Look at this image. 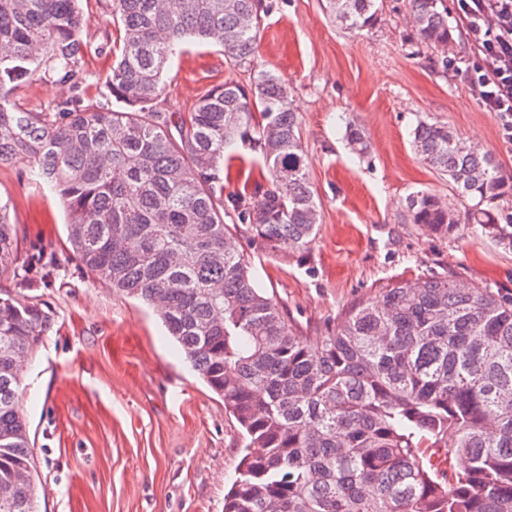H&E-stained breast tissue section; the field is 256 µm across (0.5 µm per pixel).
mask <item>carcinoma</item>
Listing matches in <instances>:
<instances>
[{"mask_svg":"<svg viewBox=\"0 0 512 512\" xmlns=\"http://www.w3.org/2000/svg\"><path fill=\"white\" fill-rule=\"evenodd\" d=\"M359 34L378 0H326ZM268 0H113L120 31L107 87L119 110L74 96L46 112L12 101L36 76L79 88V0H0V166L22 164L60 196L74 258L112 291L154 307L242 430L224 512H512V297L448 276L396 281L350 307L313 343L262 287L224 223L258 241L310 248L312 190L288 83L258 62ZM417 49L448 68L445 0H408ZM190 43L216 45L250 86L216 85L193 111L161 107L164 76ZM258 152L267 184L224 196V157ZM420 159L465 205L407 200L435 234L470 229L512 249V176L449 126L420 121ZM0 202V271L49 275L21 253ZM35 297L0 292V512H39L37 466L21 413L23 369L51 328Z\"/></svg>","mask_w":512,"mask_h":512,"instance_id":"carcinoma-1","label":"carcinoma"}]
</instances>
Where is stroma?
<instances>
[{"label": "stroma", "mask_w": 512, "mask_h": 512, "mask_svg": "<svg viewBox=\"0 0 512 512\" xmlns=\"http://www.w3.org/2000/svg\"><path fill=\"white\" fill-rule=\"evenodd\" d=\"M80 90L43 78L15 88L21 109L41 112L80 94L112 103V64L99 48L116 39L112 0H82ZM406 0H383L378 23L355 35L336 26L324 0H274L262 20L259 60L282 75L300 114L309 176L321 221L307 251L241 247L262 283L311 340L341 322L355 303L397 280L448 275L512 296V250L470 230L444 236L412 224L407 197L428 190L459 203L446 176L421 162L411 141L418 121L447 124L482 145L512 175V138L463 81L472 58L457 15L447 66L415 52ZM248 83L246 67L220 47L188 46L166 77L162 102L189 112L212 86ZM368 144L356 155L346 137ZM263 172L250 151L224 169V191L250 194ZM0 198L22 248L52 252L47 283L24 284L0 272V289L46 303L53 324L27 367L22 411L38 466L40 512H224L236 477L241 435L223 401L192 371L153 310L112 292L71 256L66 213L57 198L22 173L0 167Z\"/></svg>", "instance_id": "obj_1"}]
</instances>
